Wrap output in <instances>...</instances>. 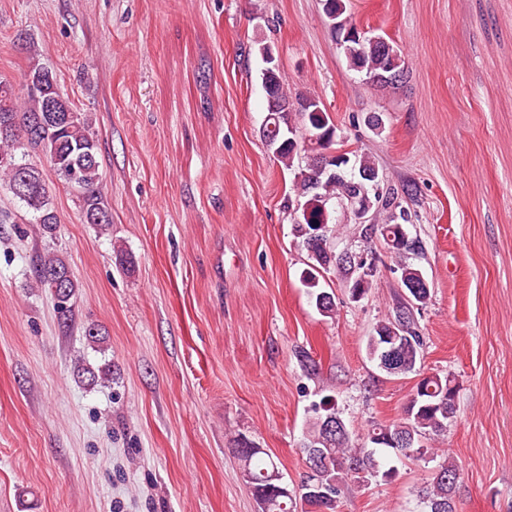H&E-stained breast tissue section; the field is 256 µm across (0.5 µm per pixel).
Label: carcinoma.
<instances>
[{"label": "carcinoma", "instance_id": "cac0c4a2", "mask_svg": "<svg viewBox=\"0 0 512 512\" xmlns=\"http://www.w3.org/2000/svg\"><path fill=\"white\" fill-rule=\"evenodd\" d=\"M323 11L341 23L335 38L343 49L349 67L365 75V79L378 87L402 84L407 75L405 59L398 47L383 51L385 37L367 35L358 30L346 16L345 0H323ZM27 75L42 77L44 88L34 92L23 85L24 102L14 85L0 80V186L13 190L19 175L29 179L27 193L13 194L34 213L41 235H53L58 218L51 206L49 186L39 168L26 160L29 153L42 151L48 158L60 182L79 194L84 222L97 226L111 223L107 201L100 186L99 162L96 148L92 156L82 153L94 141L87 117L77 112L72 118L57 125V117L72 109V105L58 90L52 70L31 55ZM273 83L280 98L286 102L305 100L310 106L294 112H266L262 130L267 126H290L302 133L318 135L316 140L296 143L276 142V160L294 173L293 195L288 197V208L294 214V237L308 252V268L302 272V283L315 297L317 309L326 317L336 311L334 294L323 290L321 280L334 271L348 283L349 295H366L370 280L376 272L375 253L366 254L358 271L341 264L333 247L335 230L326 227L320 238L311 236L305 215L317 222L329 219L328 204L344 206L349 199L366 193L371 203L369 220L358 225L359 236L369 242L381 238L392 254L404 293L397 300L393 314L382 319L366 340V354L370 361L390 376L417 373L416 366L423 357L424 336L415 318V311L424 306L430 289L422 286V270L409 261L419 253L420 245L409 238L404 222L407 215L402 209L398 193L384 186V180L375 160L368 154L351 150L336 156V175L323 178L318 189L310 181L312 169L303 164V156L334 149L340 144L337 127L327 112L315 111L312 95L288 94L281 73H275ZM37 283L48 288L57 299L59 319L66 321L72 312L71 299L76 285L66 262L55 253H46L37 259ZM455 379L448 373H432L419 379L412 398L399 421L392 424H374L367 433V445L356 448L351 444V433L343 418L330 404L321 400L313 409L304 441L306 460L317 455L326 460L318 472L309 471L298 488H289L283 481L277 462L263 448L252 445L247 437L237 438L235 451L248 477L259 512H296L297 503L308 506L306 512H338L345 485L353 481L359 485L381 479L390 482L396 469L386 466L390 458L405 457L417 460L434 458V449L427 441L437 440L448 430V421L456 413ZM458 468L444 458L431 483L423 490L425 512H455V488Z\"/></svg>", "mask_w": 512, "mask_h": 512}]
</instances>
